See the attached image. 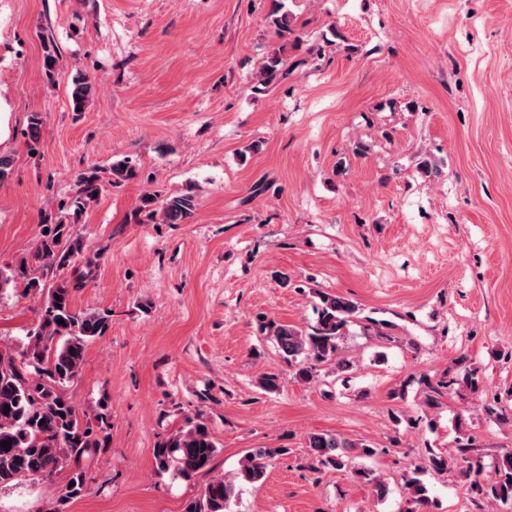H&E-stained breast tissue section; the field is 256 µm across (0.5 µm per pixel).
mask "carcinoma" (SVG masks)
Masks as SVG:
<instances>
[{"label":"carcinoma","instance_id":"cac0c4a2","mask_svg":"<svg viewBox=\"0 0 512 512\" xmlns=\"http://www.w3.org/2000/svg\"><path fill=\"white\" fill-rule=\"evenodd\" d=\"M272 24L279 32L290 30L292 23L281 0H272ZM288 76V66L275 54L259 68L258 84L269 87ZM95 86L83 75L71 79L70 105L75 112L85 109L92 99ZM109 183L119 184L137 177L135 167L118 161L110 168ZM80 188L70 201L66 213L45 223L48 232L35 247L32 258L56 267L59 278L49 288L34 278L28 279L26 289L45 293L38 324L26 335L19 348H0V486H8L29 477H48L68 470L64 492L52 504L49 512H67L68 504L87 490L85 462L100 449L109 446L111 433L108 407L99 400L96 410L78 408L67 392L68 385L78 377L84 363L88 343L103 336L110 327L107 310L77 312L72 306L73 293L84 287L87 276H67L64 271L77 264L91 267L83 239L73 233V220L102 191L98 171L92 168L83 173ZM196 210L192 189L166 197L147 192L132 214L134 223L147 211L160 215L165 224H184ZM315 305L317 321L310 331L274 320L259 321L261 333L275 343L279 355L296 364L297 379L311 383L316 380L315 364L336 361V371L343 373L349 363L338 358L339 340L347 326L358 318L359 306L347 297L317 291ZM64 320L59 324L58 320ZM9 412H4V406ZM316 462L336 470L352 469L354 476L373 485L378 499H384L388 485L369 468H351L357 445L332 433H311L307 437ZM217 453V442L208 426L192 418L185 420L172 434L154 448L157 472L174 471L183 479L210 470ZM284 453L282 448H255L241 460L239 477L258 482L266 474L269 461ZM482 467L475 464L472 492L493 502L512 504V452L504 454L495 469V479L482 483ZM406 503L405 512H424L430 504L428 489L414 471L402 476ZM75 486H70V483ZM238 491L236 484L224 477L212 478L199 496L190 501L185 512H233Z\"/></svg>","mask_w":512,"mask_h":512}]
</instances>
